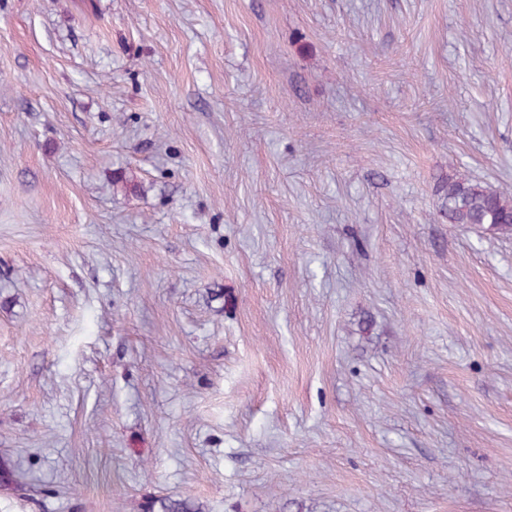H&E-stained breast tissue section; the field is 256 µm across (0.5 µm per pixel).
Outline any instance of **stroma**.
Masks as SVG:
<instances>
[{"instance_id": "obj_1", "label": "stroma", "mask_w": 512, "mask_h": 512, "mask_svg": "<svg viewBox=\"0 0 512 512\" xmlns=\"http://www.w3.org/2000/svg\"><path fill=\"white\" fill-rule=\"evenodd\" d=\"M512 0H0V512H512ZM440 213L460 226L490 224L512 233V191L494 188L459 172L448 173L436 187ZM143 512H202V505L189 498L169 496L147 499L142 505Z\"/></svg>"}]
</instances>
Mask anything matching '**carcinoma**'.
Instances as JSON below:
<instances>
[{
  "label": "carcinoma",
  "mask_w": 512,
  "mask_h": 512,
  "mask_svg": "<svg viewBox=\"0 0 512 512\" xmlns=\"http://www.w3.org/2000/svg\"><path fill=\"white\" fill-rule=\"evenodd\" d=\"M440 213L450 224H489L512 233V191L494 188L459 172L448 174L436 187ZM142 512H202V505L189 498L169 496L147 499Z\"/></svg>",
  "instance_id": "1"
}]
</instances>
